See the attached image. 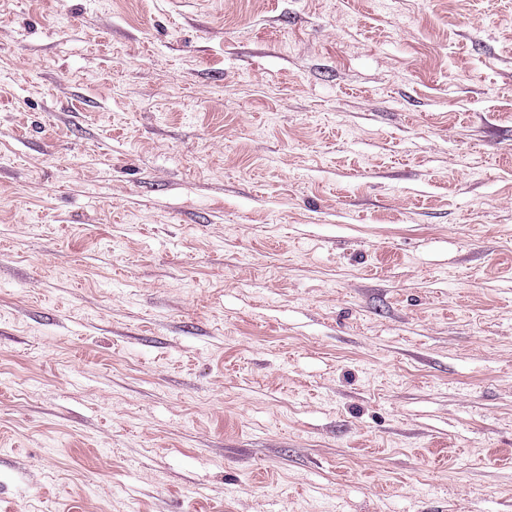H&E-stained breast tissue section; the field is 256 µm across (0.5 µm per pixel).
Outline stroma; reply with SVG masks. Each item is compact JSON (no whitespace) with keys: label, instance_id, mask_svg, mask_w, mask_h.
Returning a JSON list of instances; mask_svg holds the SVG:
<instances>
[{"label":"stroma","instance_id":"35a3bbf8","mask_svg":"<svg viewBox=\"0 0 512 512\" xmlns=\"http://www.w3.org/2000/svg\"><path fill=\"white\" fill-rule=\"evenodd\" d=\"M0 512H512V0H0Z\"/></svg>","mask_w":512,"mask_h":512}]
</instances>
